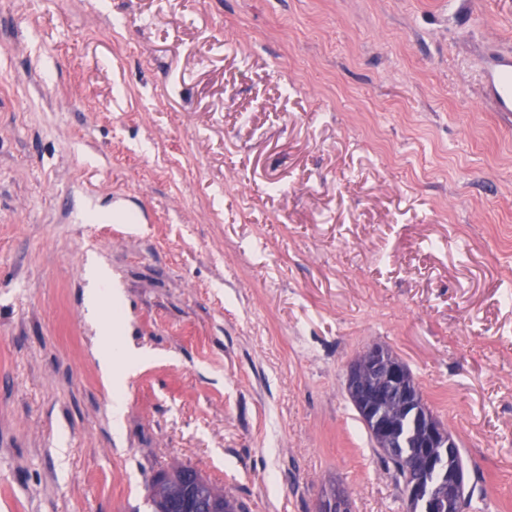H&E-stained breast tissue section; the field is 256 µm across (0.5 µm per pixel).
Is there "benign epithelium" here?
I'll use <instances>...</instances> for the list:
<instances>
[{
    "label": "benign epithelium",
    "instance_id": "benign-epithelium-1",
    "mask_svg": "<svg viewBox=\"0 0 512 512\" xmlns=\"http://www.w3.org/2000/svg\"><path fill=\"white\" fill-rule=\"evenodd\" d=\"M346 386L361 419L371 426L379 440L395 439L383 410L388 391L397 390L402 394V411L413 413L417 431L413 447L418 452L410 456L408 469L420 468L427 472L439 469L440 457L436 450L441 448L448 461V477L442 480L438 494L429 493L423 481L413 480L406 484V498L424 499L431 512H464L463 474L451 454L455 441L425 404L416 383L410 379L407 366L389 350L372 345L349 366Z\"/></svg>",
    "mask_w": 512,
    "mask_h": 512
}]
</instances>
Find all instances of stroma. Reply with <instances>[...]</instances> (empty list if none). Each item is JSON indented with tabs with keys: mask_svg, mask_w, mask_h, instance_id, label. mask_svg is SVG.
Here are the masks:
<instances>
[{
	"mask_svg": "<svg viewBox=\"0 0 512 512\" xmlns=\"http://www.w3.org/2000/svg\"><path fill=\"white\" fill-rule=\"evenodd\" d=\"M507 60L512 0H0V512H152L177 464L406 512L344 385L373 343L512 512ZM91 282L92 288L88 289L87 295V308L89 314L92 317H96L99 314L104 301L110 300L111 297L108 289L102 288L108 283L104 273L99 271L93 272ZM124 358L128 362L137 361L141 355L138 351L128 346H118L112 339V336H106L104 339L103 355L100 358V368L102 377L109 390L113 393L125 386L127 376L123 373L112 374V359Z\"/></svg>",
	"mask_w": 512,
	"mask_h": 512,
	"instance_id": "1",
	"label": "stroma"
}]
</instances>
